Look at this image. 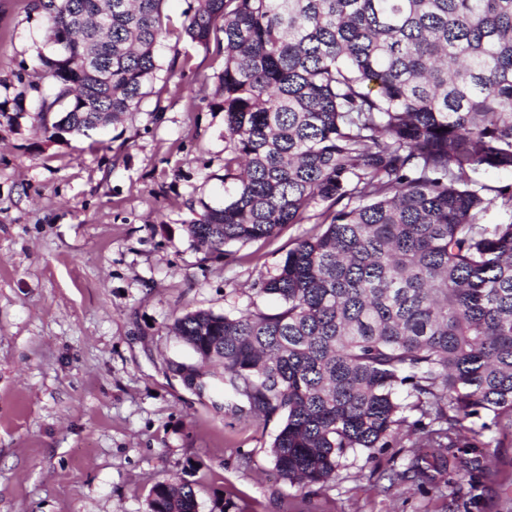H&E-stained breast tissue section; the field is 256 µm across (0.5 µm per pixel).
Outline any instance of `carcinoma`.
Instances as JSON below:
<instances>
[{"label": "carcinoma", "mask_w": 512, "mask_h": 512, "mask_svg": "<svg viewBox=\"0 0 512 512\" xmlns=\"http://www.w3.org/2000/svg\"><path fill=\"white\" fill-rule=\"evenodd\" d=\"M163 0H33L54 80L36 120L54 140L134 111L161 70ZM185 35L224 55V203L184 232L217 258L316 208L256 294L272 313L188 312L172 332L238 398L279 416L270 448L289 483L340 460L500 446L512 433V0H194ZM223 37H218V34ZM509 216L488 229L483 215ZM492 417L494 435L464 421ZM148 512H198L159 481Z\"/></svg>", "instance_id": "cac0c4a2"}]
</instances>
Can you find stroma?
Returning <instances> with one entry per match:
<instances>
[{
    "label": "stroma",
    "instance_id": "obj_1",
    "mask_svg": "<svg viewBox=\"0 0 512 512\" xmlns=\"http://www.w3.org/2000/svg\"><path fill=\"white\" fill-rule=\"evenodd\" d=\"M190 0H165L162 71L138 109L90 136L48 141L24 112L0 118V512H147L164 480L198 512H512V443L424 449L428 478H398L411 449L348 455L335 480L292 485L270 455L279 417L190 388L171 331L187 312L270 311L252 292L297 238L205 260L184 234L224 201L223 56L180 39ZM30 0H0V103L13 107L51 54Z\"/></svg>",
    "mask_w": 512,
    "mask_h": 512
}]
</instances>
